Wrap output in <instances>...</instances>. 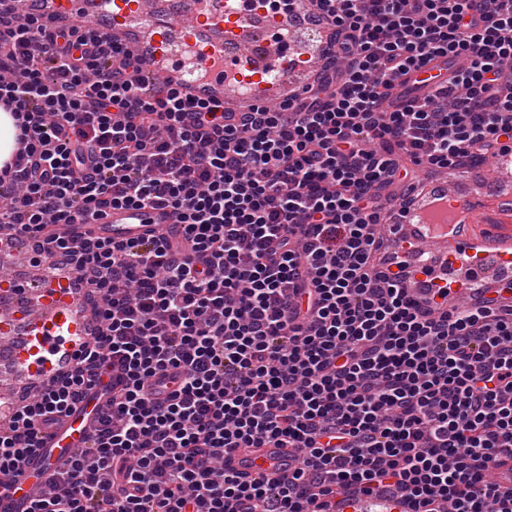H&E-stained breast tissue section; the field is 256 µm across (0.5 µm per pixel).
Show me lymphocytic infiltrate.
I'll return each instance as SVG.
<instances>
[{"label":"lymphocytic infiltrate","mask_w":512,"mask_h":512,"mask_svg":"<svg viewBox=\"0 0 512 512\" xmlns=\"http://www.w3.org/2000/svg\"><path fill=\"white\" fill-rule=\"evenodd\" d=\"M330 29L302 93L242 108L157 86L97 25L0 0V242L36 238L73 273L91 338L0 409V476L105 376L94 443L29 512H512V277L449 308L406 285L381 232L417 172L512 148V0H284ZM453 85L389 110L434 56ZM164 205L171 236L87 233ZM276 444L294 465L244 480L224 459ZM16 129L9 112L0 110V165L9 159L15 140Z\"/></svg>","instance_id":"lymphocytic-infiltrate-1"}]
</instances>
